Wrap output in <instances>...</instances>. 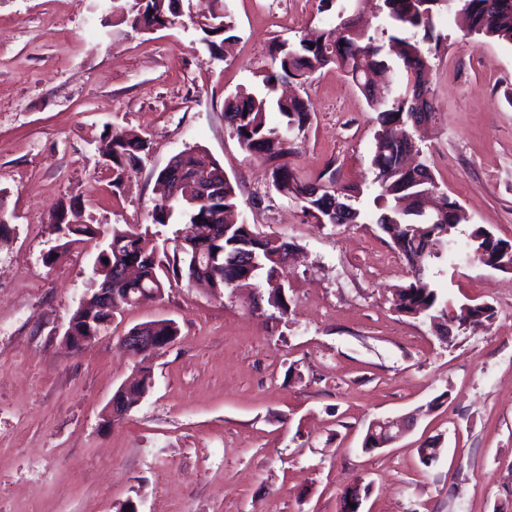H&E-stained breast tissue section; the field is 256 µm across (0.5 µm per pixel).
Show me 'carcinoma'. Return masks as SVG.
I'll use <instances>...</instances> for the list:
<instances>
[{
  "label": "carcinoma",
  "instance_id": "carcinoma-1",
  "mask_svg": "<svg viewBox=\"0 0 512 512\" xmlns=\"http://www.w3.org/2000/svg\"><path fill=\"white\" fill-rule=\"evenodd\" d=\"M126 20L135 28L143 24L147 28L160 29L172 26L180 13L174 9L178 0H128ZM216 4L210 12L202 31L208 37L224 35L223 42L236 38L235 23L225 0H212ZM453 4L462 14L467 31L471 34L495 38L512 44V0H382V37L376 38L355 27L338 12L339 22L322 30L316 37H301L297 42L281 41L275 47L271 64L259 71L264 92L239 90L224 99V116L236 138L250 156L271 168L272 186L282 195L294 200L302 212L317 217L321 224L336 223L333 205L343 207L350 223H359L361 213L348 200L350 189H336V170L330 168L315 184L320 193L310 192L312 183L303 180L296 170L288 166V157L295 153V138L307 126L310 119L308 103L299 97L275 96L277 85L293 79L303 84L313 73L334 65L350 77L356 85L365 82L367 72L388 70L392 63L384 53L390 45L400 60L397 72L401 74L405 90L391 101L375 98L365 93L372 111L377 113L380 126L376 135L375 151L371 166L380 193L374 198L380 214L376 224L391 241H404L399 253L410 262L421 259V272L398 288L393 294L395 311L417 318L423 316L434 322L435 328L452 320L457 328H476L492 322L494 308L490 305L464 304L453 318H448V303L437 289L426 280L429 265L448 256L454 244L455 226L439 220V213L448 212L456 202L438 193L433 173L426 165L406 170L401 165L402 143L395 133L413 122L416 108V91L428 90L425 74L428 57L421 44L439 41L434 35L433 16L437 8ZM275 110L282 122L272 126L268 112ZM151 150V142L140 137H130L116 130L107 136L102 155L110 159L112 168V193L121 192L130 175L137 170L142 156ZM182 172L185 182L179 197L172 200L163 194L150 213L151 224L166 226L176 218L186 219L185 228L175 233L173 244L155 243L149 228L112 227L107 238V250L99 263L103 268L121 255L126 264L135 266L137 275L125 284L123 296L135 300L145 290L165 291L167 285L183 279L191 280L202 270L211 288L222 294L247 284L236 270L238 263H253L252 275L266 273L272 279L283 254L292 249L281 237L263 234L255 225L245 221L226 223L222 213L238 208V185L224 172L219 162L208 153L190 147L176 155L157 174V182L166 179L167 171ZM55 223L59 243L43 258L47 265L67 252L70 245L89 241L98 234L99 228L83 222H71L57 215ZM491 232L483 226H475L468 235L470 257L481 262L480 251L489 242ZM199 256V269H194L192 258ZM267 305L280 314H288V297L278 288L267 292ZM109 315L102 309L96 290L79 305L70 325L83 336H97L106 328ZM152 335L167 340L178 335L176 323L170 319L154 321Z\"/></svg>",
  "mask_w": 512,
  "mask_h": 512
}]
</instances>
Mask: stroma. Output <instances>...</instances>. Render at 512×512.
<instances>
[{
    "instance_id": "stroma-1",
    "label": "stroma",
    "mask_w": 512,
    "mask_h": 512,
    "mask_svg": "<svg viewBox=\"0 0 512 512\" xmlns=\"http://www.w3.org/2000/svg\"><path fill=\"white\" fill-rule=\"evenodd\" d=\"M183 0L179 25L142 33L112 0H0V512H512V272L465 261L477 225L512 241V45L468 35L456 10L434 18L435 115L414 138L419 162L462 208L458 257L430 272L452 305L487 303L490 327L439 340L394 311L408 266L371 216L379 125L364 95L329 67L299 94L310 121L289 163L315 180L334 166L359 194L360 224H320L276 193L224 120V99L258 91L275 43L330 27L319 0H227L235 42L210 50ZM152 150L121 196L98 148L112 129ZM209 153L239 188L241 220L297 247L279 277L288 314L255 309L264 280L232 294L180 282L116 312L91 345L64 333L100 252L76 244L53 265L52 218L148 223L157 172L183 150ZM174 320L173 343L146 359L152 387L122 419L106 408L137 359L120 336ZM415 426L367 454L378 419ZM441 443L431 466L424 439Z\"/></svg>"
}]
</instances>
